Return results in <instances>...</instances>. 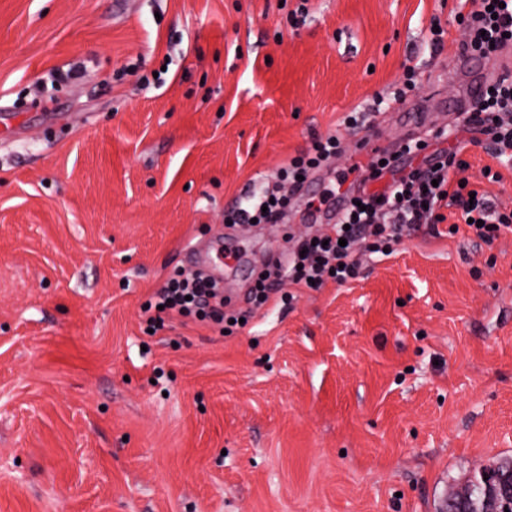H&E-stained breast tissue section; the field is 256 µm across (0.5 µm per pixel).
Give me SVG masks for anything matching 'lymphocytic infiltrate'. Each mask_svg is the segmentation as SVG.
Returning a JSON list of instances; mask_svg holds the SVG:
<instances>
[{"label":"lymphocytic infiltrate","instance_id":"lymphocytic-infiltrate-1","mask_svg":"<svg viewBox=\"0 0 512 512\" xmlns=\"http://www.w3.org/2000/svg\"><path fill=\"white\" fill-rule=\"evenodd\" d=\"M459 4L455 19L468 32L459 55L494 61L512 47V0H459ZM453 132L486 136L490 156L500 164L512 165V76L490 81L472 108L458 114ZM445 138V132L432 131L403 142L387 158H373L368 178L384 180V188L371 191L361 185L351 191L337 212L336 224L325 233L324 244L302 239L285 260L275 263L272 276L256 278L255 305L267 304L285 282L320 289L331 282L342 285L354 280L360 274L361 253H383L421 229L436 236L444 223L448 235L464 229L490 243L511 228L512 211L497 208L486 191L472 188L464 175L468 164L460 157V146H445ZM342 151L337 135L314 138L306 151L290 157L265 186L225 211V223H279L291 201L283 184L299 188L301 177L310 176ZM416 157L420 165L404 170L403 161ZM448 208L454 211L451 224L444 214ZM148 304L151 313L146 321L153 330L162 328L165 319L192 316L231 333L241 317L240 312L229 309L215 284L200 274H173Z\"/></svg>","mask_w":512,"mask_h":512}]
</instances>
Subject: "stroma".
Returning a JSON list of instances; mask_svg holds the SVG:
<instances>
[{"instance_id": "obj_1", "label": "stroma", "mask_w": 512, "mask_h": 512, "mask_svg": "<svg viewBox=\"0 0 512 512\" xmlns=\"http://www.w3.org/2000/svg\"><path fill=\"white\" fill-rule=\"evenodd\" d=\"M457 0H0V512H440L512 459V233L419 232L358 279L283 286L230 336L141 311L208 252L224 291L328 224L427 125L391 104L280 224L230 227L251 182L388 95L407 60L440 127ZM470 182L512 210L467 145Z\"/></svg>"}]
</instances>
